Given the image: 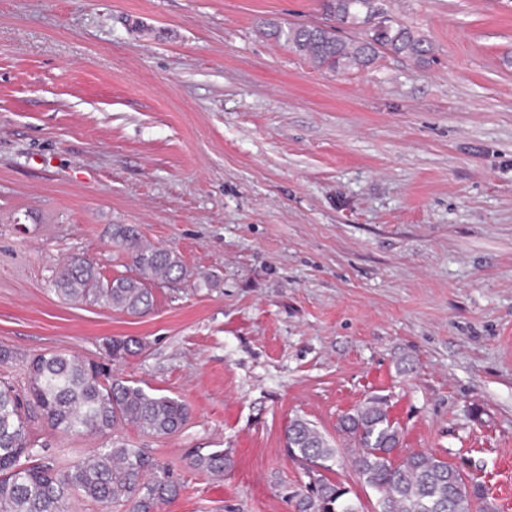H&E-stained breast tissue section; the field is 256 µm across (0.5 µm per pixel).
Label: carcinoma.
<instances>
[{"label": "carcinoma", "instance_id": "carcinoma-1", "mask_svg": "<svg viewBox=\"0 0 512 512\" xmlns=\"http://www.w3.org/2000/svg\"><path fill=\"white\" fill-rule=\"evenodd\" d=\"M384 0H321L330 24L322 27L271 24L270 36L317 67L346 73L371 65L381 53L423 61L431 45L382 7ZM360 28L364 37L339 35V28ZM112 236L127 253L134 276L104 281L94 267L73 258L61 267L54 291L69 302L100 303L131 315L147 312L153 296L147 283L168 279L182 269L175 252L143 244L128 224L113 225ZM107 355L123 362L140 354V341L111 337ZM31 405L54 430L72 436L112 434L131 425L149 436L179 433L189 419L179 399L145 389L97 363L59 352L34 356L27 366ZM339 430L348 441L354 472L377 494L374 512H488L482 486L467 484L447 461L411 452L396 460L401 431L386 407L369 401L341 416ZM288 455L314 469L328 470L339 449L311 421L296 416L285 429ZM38 447L27 426V414L12 387L0 386V512H71L76 499L104 509L114 504L127 512H155L156 506L180 494L168 470L141 448L115 439L60 468L38 461ZM228 462L222 449H198L191 465L222 475ZM300 512H362L350 489L318 474L311 495L300 500Z\"/></svg>", "mask_w": 512, "mask_h": 512}]
</instances>
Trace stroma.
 I'll return each mask as SVG.
<instances>
[{"mask_svg":"<svg viewBox=\"0 0 512 512\" xmlns=\"http://www.w3.org/2000/svg\"><path fill=\"white\" fill-rule=\"evenodd\" d=\"M387 8L431 60L337 74L268 36L322 23L319 0H0V378L24 400L33 356L140 339L114 372L190 410L117 431L181 484L161 512H298L296 416L373 512L337 429L373 397L402 453L512 512V0ZM116 224L183 265L137 317L52 286L77 256L132 275ZM32 426L51 463L103 442ZM285 447L291 458L324 471L339 453L316 425L300 416L292 418L285 429ZM227 462L228 458L224 453V449H209L203 451V448H199L192 455L190 463L194 469L201 472L223 475Z\"/></svg>","mask_w":512,"mask_h":512,"instance_id":"35a3bbf8","label":"stroma"}]
</instances>
